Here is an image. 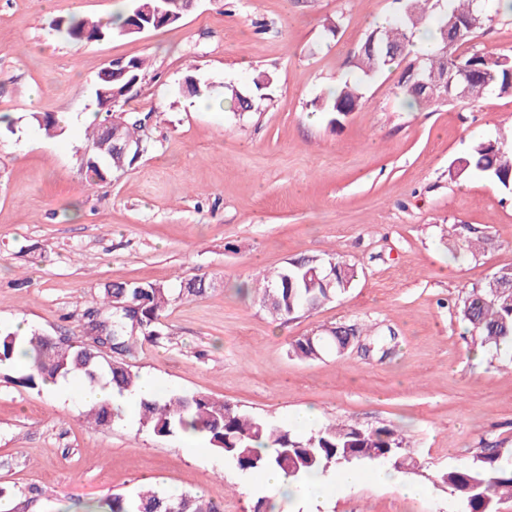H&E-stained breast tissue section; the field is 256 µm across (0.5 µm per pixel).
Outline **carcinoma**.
I'll return each mask as SVG.
<instances>
[{"label":"carcinoma","instance_id":"1","mask_svg":"<svg viewBox=\"0 0 512 512\" xmlns=\"http://www.w3.org/2000/svg\"><path fill=\"white\" fill-rule=\"evenodd\" d=\"M400 12L392 22L372 30L355 54V67L361 72L357 82H344L322 101L320 109L345 115L364 105L362 86L389 69L397 60L386 54V47L401 49L400 57L412 54L415 31L428 25L436 43L445 41L454 19L481 17L479 25L464 31L455 46L444 55L436 51L420 61L426 72L446 68L469 73L468 99L478 100L491 91L512 95V62L501 55L477 50L458 52L470 44L480 30L500 14V4L493 0H399ZM184 0H131V6L117 25L89 22L73 17L56 28L77 41H99L133 34L132 28L158 29L179 22L185 15ZM408 64L400 79L404 94L421 104L432 101L416 93ZM144 60L131 59L102 68L96 78V100L111 99L123 107L129 86L144 77ZM253 88L241 92L227 86L228 98L237 108L252 112L268 99L273 78L260 74L252 80ZM111 112L92 125L84 153L86 178L92 184L105 181L111 173L134 165L145 146L141 138V120L127 115L114 122ZM30 119L51 136L62 131L60 120L50 114L33 112ZM479 173L506 190H512V149L498 140L478 139L469 154L449 170L453 178ZM356 277L354 266L336 255L303 257L287 266L257 276L253 289L261 306L275 320L287 321L314 310L348 291ZM213 284L190 278L174 288L152 281H124L107 284L102 289L101 307L86 314L83 335L89 341H74L67 336H46L36 330L21 337L0 331V362L11 359L23 344L29 346L32 365L18 378L19 385L35 389L56 377H78L91 386L112 387L118 395H132L140 381L139 373L127 362L137 344H160L169 333L163 321L174 304L202 297ZM462 318L470 323L480 347L498 351L512 344V268L495 272L480 288L472 289L458 303ZM350 333L344 327H332L323 335L302 336L291 344V353L304 360H317L326 350L340 354L348 347ZM106 339L112 356L100 354L93 342ZM139 424L161 437L193 429L208 439L210 447L224 462L242 472L278 471L288 480L300 482L313 474H327L362 462L386 464L396 470H415L406 439L390 427L363 429L356 424L335 423L321 426L307 434L270 421L247 415L201 392L171 391L137 404ZM87 416L105 427L123 420V415L104 401L87 406ZM263 447L267 452L260 453ZM448 494L459 499L460 512H498L502 498L512 499V456L493 448H481L465 466L448 469L440 476ZM102 512H219V507L198 496H171L159 490H143L134 495H114L100 505Z\"/></svg>","mask_w":512,"mask_h":512}]
</instances>
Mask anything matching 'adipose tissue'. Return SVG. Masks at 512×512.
<instances>
[{"label": "adipose tissue", "mask_w": 512, "mask_h": 512, "mask_svg": "<svg viewBox=\"0 0 512 512\" xmlns=\"http://www.w3.org/2000/svg\"><path fill=\"white\" fill-rule=\"evenodd\" d=\"M366 479L375 486L394 489L406 497L419 493L417 487L403 482L396 471L379 465L365 474L354 468H343L331 475L311 476L299 484L288 483L281 474L271 471L265 474L262 486L274 503L288 501L298 506L313 507L330 493L350 488Z\"/></svg>", "instance_id": "obj_1"}]
</instances>
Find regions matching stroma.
I'll list each match as a JSON object with an SVG mask.
<instances>
[{
  "instance_id": "obj_1",
  "label": "stroma",
  "mask_w": 512,
  "mask_h": 512,
  "mask_svg": "<svg viewBox=\"0 0 512 512\" xmlns=\"http://www.w3.org/2000/svg\"><path fill=\"white\" fill-rule=\"evenodd\" d=\"M116 3L0 0V328L78 337L105 284L212 280L208 295L166 313V341L137 346L140 375L274 423L313 407L325 424L404 435L419 468L403 478L419 496L362 482L318 512H458L439 474L479 448L512 450V355L485 353L457 312L466 292L512 267V191L448 168L476 135L512 146V96L412 111L399 61L365 85L360 110L331 122L320 99L358 78L356 49L394 0H199L176 24L93 42L53 28L106 19ZM139 58L147 71L125 110L142 119L146 150L89 186L96 76ZM261 72L274 79L271 101L234 109L226 85L250 87ZM189 75L208 100L183 94ZM33 112L72 121L49 137ZM456 224L486 245L470 248ZM332 252L357 280L298 318L273 321L242 290L256 272ZM341 323L360 330L343 353L292 356L297 338ZM17 375L0 370V512H94L144 486L253 512V474L132 416L88 422L79 383L64 397Z\"/></svg>"
}]
</instances>
